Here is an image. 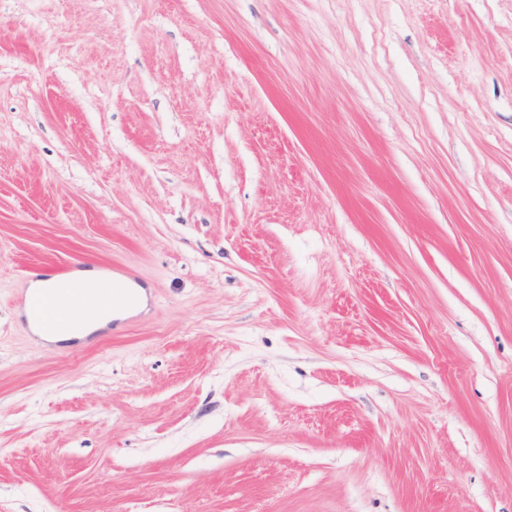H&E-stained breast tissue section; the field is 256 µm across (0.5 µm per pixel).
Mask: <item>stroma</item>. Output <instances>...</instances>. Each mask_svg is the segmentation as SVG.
<instances>
[{"label":"stroma","mask_w":512,"mask_h":512,"mask_svg":"<svg viewBox=\"0 0 512 512\" xmlns=\"http://www.w3.org/2000/svg\"><path fill=\"white\" fill-rule=\"evenodd\" d=\"M0 512H512V0H0ZM71 288L79 292L83 288H97L88 298L83 310H73L71 319L73 322L70 332L49 335L46 334L38 324L28 316L27 306L24 305L22 314L32 334L48 343H62L74 340H84L96 332L106 328L112 322V289L115 288L116 297L123 300L131 308L125 309L115 318L123 317L129 311H138L145 307V292L137 288V294L132 293L124 282L113 279L112 273L98 268L76 270L68 279ZM136 304V305H135ZM51 298L44 295H36L30 301V310L42 326L51 331L65 330L66 322L55 317L50 311Z\"/></svg>","instance_id":"35a3bbf8"}]
</instances>
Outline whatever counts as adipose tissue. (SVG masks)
Returning a JSON list of instances; mask_svg holds the SVG:
<instances>
[{"label": "adipose tissue", "mask_w": 512, "mask_h": 512, "mask_svg": "<svg viewBox=\"0 0 512 512\" xmlns=\"http://www.w3.org/2000/svg\"><path fill=\"white\" fill-rule=\"evenodd\" d=\"M71 287L76 289H90L91 294L83 310H75L71 313L73 322L70 332L47 335L44 334L38 324H31L33 335L43 337L45 342H70L83 340L106 328L112 321V301L120 299L127 305L144 308L146 304L145 294H135L127 290L124 282L115 280L111 272L92 268L76 270L68 279Z\"/></svg>", "instance_id": "ef3b65f1"}]
</instances>
